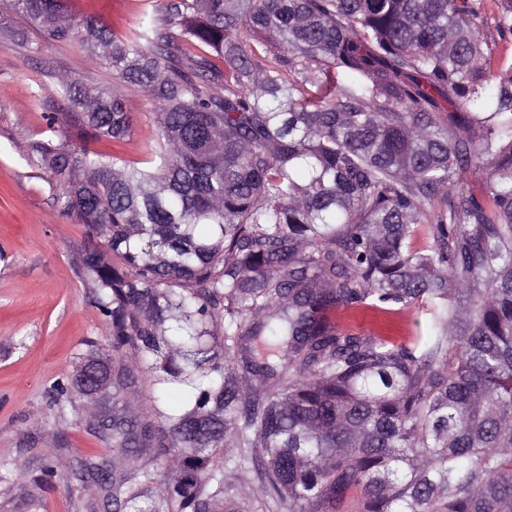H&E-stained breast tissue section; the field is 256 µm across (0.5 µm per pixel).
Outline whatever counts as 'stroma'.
<instances>
[{
	"instance_id": "35a3bbf8",
	"label": "stroma",
	"mask_w": 512,
	"mask_h": 512,
	"mask_svg": "<svg viewBox=\"0 0 512 512\" xmlns=\"http://www.w3.org/2000/svg\"><path fill=\"white\" fill-rule=\"evenodd\" d=\"M69 3L77 17H99L121 36L137 25L147 0ZM61 75L90 87L113 83L111 71L88 52L0 9V512H108L79 472L88 459L111 471L116 457L90 416L70 407L56 417L52 402L53 383L82 364L86 339H96L100 353L109 351L104 318L76 274L84 229L60 211L55 185L15 144L20 133H40L48 114L69 111V101L51 90ZM124 105L133 117L130 139L103 140L97 148L139 164L156 140L152 107L136 90ZM419 319L415 311L387 319L368 310L335 315L342 328L397 342L414 336Z\"/></svg>"
}]
</instances>
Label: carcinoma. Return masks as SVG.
Masks as SVG:
<instances>
[{
	"mask_svg": "<svg viewBox=\"0 0 512 512\" xmlns=\"http://www.w3.org/2000/svg\"><path fill=\"white\" fill-rule=\"evenodd\" d=\"M0 8L114 79H57L73 111L23 145L84 227L108 327L112 356L52 387L60 410L93 395L86 370L107 390L98 435L128 467L82 464L105 506L247 512L235 479L259 458L266 512L355 490L361 512H512V62L485 0H173L122 38L65 0ZM134 89L158 128L144 166L92 147L130 136ZM340 308L425 330L395 343ZM492 1L495 0H490L486 4L488 29H486L485 33L487 35L488 44L493 51L494 58L498 60L502 56L512 55V35L504 39L499 37L494 27L495 4Z\"/></svg>",
	"mask_w": 512,
	"mask_h": 512,
	"instance_id": "obj_1",
	"label": "carcinoma"
}]
</instances>
